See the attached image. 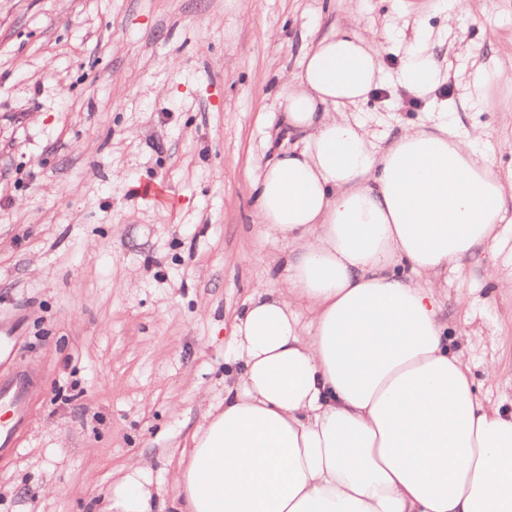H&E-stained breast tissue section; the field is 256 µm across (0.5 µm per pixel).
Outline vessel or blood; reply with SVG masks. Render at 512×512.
<instances>
[{
  "instance_id": "b4317fda",
  "label": "vessel or blood",
  "mask_w": 512,
  "mask_h": 512,
  "mask_svg": "<svg viewBox=\"0 0 512 512\" xmlns=\"http://www.w3.org/2000/svg\"><path fill=\"white\" fill-rule=\"evenodd\" d=\"M18 341L14 328L0 329V408L7 413L6 418H0V458L3 459L16 452L19 434L33 413L30 381L10 366Z\"/></svg>"
}]
</instances>
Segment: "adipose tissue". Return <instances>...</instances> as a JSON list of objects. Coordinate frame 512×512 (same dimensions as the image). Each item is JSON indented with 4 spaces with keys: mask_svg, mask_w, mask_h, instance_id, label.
Segmentation results:
<instances>
[{
    "mask_svg": "<svg viewBox=\"0 0 512 512\" xmlns=\"http://www.w3.org/2000/svg\"><path fill=\"white\" fill-rule=\"evenodd\" d=\"M382 55L352 25L282 75L297 144L253 191L286 275L235 317L224 403L173 473L177 498L133 472L113 512H512V412L478 399L439 319L440 272L504 237L512 169L445 120L377 143L353 110ZM438 77L424 44L400 75L422 95Z\"/></svg>",
    "mask_w": 512,
    "mask_h": 512,
    "instance_id": "ef3b65f1",
    "label": "adipose tissue"
}]
</instances>
